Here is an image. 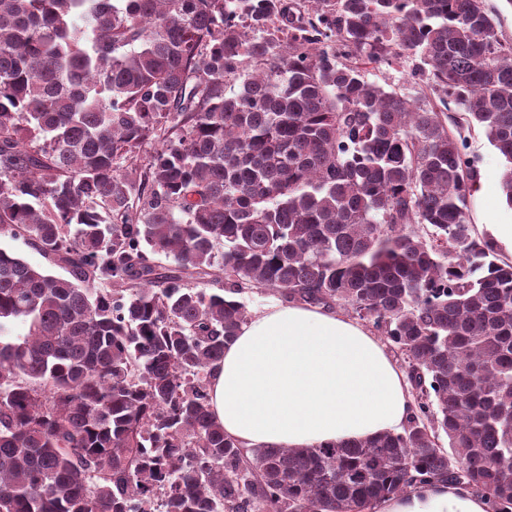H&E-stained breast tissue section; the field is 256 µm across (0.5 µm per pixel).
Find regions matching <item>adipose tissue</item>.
<instances>
[{
    "label": "adipose tissue",
    "instance_id": "1",
    "mask_svg": "<svg viewBox=\"0 0 512 512\" xmlns=\"http://www.w3.org/2000/svg\"><path fill=\"white\" fill-rule=\"evenodd\" d=\"M211 409L246 448H313L401 430L414 399L380 341L340 311L282 301L256 312L224 349ZM464 483L434 481L377 512H487Z\"/></svg>",
    "mask_w": 512,
    "mask_h": 512
}]
</instances>
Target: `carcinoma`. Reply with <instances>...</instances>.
Masks as SVG:
<instances>
[{
  "label": "carcinoma",
  "instance_id": "1",
  "mask_svg": "<svg viewBox=\"0 0 512 512\" xmlns=\"http://www.w3.org/2000/svg\"><path fill=\"white\" fill-rule=\"evenodd\" d=\"M409 56L415 97L365 80ZM476 128L512 207L483 0H0V237L67 272L0 248V512H375L430 480L512 512V262L467 215ZM251 289L372 325L404 427L226 436L210 378Z\"/></svg>",
  "mask_w": 512,
  "mask_h": 512
}]
</instances>
